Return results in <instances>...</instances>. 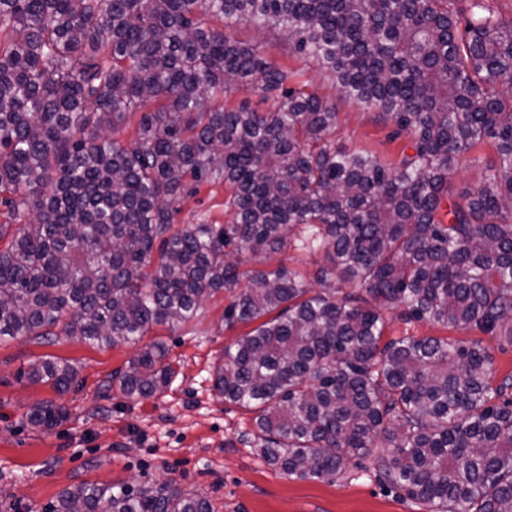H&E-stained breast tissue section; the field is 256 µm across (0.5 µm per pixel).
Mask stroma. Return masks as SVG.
Returning <instances> with one entry per match:
<instances>
[{
  "mask_svg": "<svg viewBox=\"0 0 512 512\" xmlns=\"http://www.w3.org/2000/svg\"><path fill=\"white\" fill-rule=\"evenodd\" d=\"M227 36L260 44L264 54L286 70L291 81L307 82L320 97L337 101L338 142L392 160L408 143L375 112L340 99L332 79L313 61L289 50L275 32L249 25ZM495 154L492 143L463 155L448 182L457 200L482 178ZM223 184L201 186L181 200L174 222L224 224ZM231 296L204 300L197 317L149 336L164 340L177 375L160 396L129 399L104 391L112 374L133 356L127 344L95 346L76 338L44 340L18 336L0 340V512H42L65 487L81 482L152 485L171 481L210 499L217 512H430L425 504L404 500L379 481L373 458L353 460L335 480L298 479L267 465L248 443L254 421L245 408L224 402L213 388V371L225 348L249 332V325H227ZM385 339L400 336L479 341L492 357L496 379L512 375V344L492 333L405 320L400 310L386 311ZM62 361L77 372L75 388L61 393L51 385L25 379L30 365ZM55 402L69 411L67 421L50 430L29 426L25 415L35 404Z\"/></svg>",
  "mask_w": 512,
  "mask_h": 512,
  "instance_id": "stroma-1",
  "label": "stroma"
}]
</instances>
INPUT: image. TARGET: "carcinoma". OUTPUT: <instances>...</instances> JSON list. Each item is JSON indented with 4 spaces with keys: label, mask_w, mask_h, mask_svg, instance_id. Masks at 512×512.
I'll list each match as a JSON object with an SVG mask.
<instances>
[{
    "label": "carcinoma",
    "mask_w": 512,
    "mask_h": 512,
    "mask_svg": "<svg viewBox=\"0 0 512 512\" xmlns=\"http://www.w3.org/2000/svg\"><path fill=\"white\" fill-rule=\"evenodd\" d=\"M243 23L313 58L411 152L337 144L336 102L224 33ZM2 33L0 194L27 220L0 224V339L136 345L227 292V323L255 327L214 389L255 413L266 464L333 480L372 456L431 512H512V378L493 385L477 341L382 342L378 310L512 343V16L492 0H0ZM243 87L267 110L228 104ZM487 140L495 158L443 220L456 158ZM219 182L230 223L173 224L181 198ZM292 237L323 253L319 289L282 263L241 268ZM167 358L146 343L110 385L159 396ZM26 376L76 385L51 361ZM68 417L52 402L26 414L45 430ZM44 512L213 509L171 482L80 483Z\"/></svg>",
    "instance_id": "obj_1"
}]
</instances>
